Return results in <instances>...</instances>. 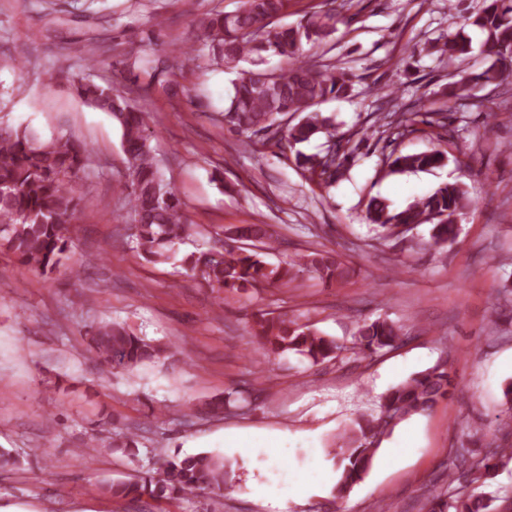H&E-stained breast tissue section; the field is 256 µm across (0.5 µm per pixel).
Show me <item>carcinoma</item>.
<instances>
[{
  "mask_svg": "<svg viewBox=\"0 0 512 512\" xmlns=\"http://www.w3.org/2000/svg\"><path fill=\"white\" fill-rule=\"evenodd\" d=\"M327 10H316L293 25H274L272 20L288 14L290 0H241L233 13H209L197 21L209 43L213 59L227 69L239 63L250 69L233 82L228 106L220 122L246 137L245 145L271 144L295 152L296 160L311 179L330 184L341 167L330 119L314 110L332 97H345L353 88L354 74L341 67L300 57L303 43L333 41L336 17L348 6L347 0H325ZM470 25L483 34L480 54L489 65L465 80L448 85V107L466 95L472 82L499 86L512 78V0H486L481 13ZM452 61H465L473 52L472 40L458 34L427 48ZM189 48L172 51L165 70L154 73L144 88L149 93L157 84L172 95L178 94L176 77L181 74L180 58ZM281 58L276 68H266V57ZM69 88L93 109L112 115L122 132L121 146L129 164V180L124 192L134 215L128 237L133 249L151 264L168 262L189 236L182 202L161 178L149 147L146 111L132 104L112 86L86 78L69 81ZM325 134L331 138L326 153L306 155L297 146ZM86 143L63 135L44 141L29 126L0 125V251L14 255L33 273L49 277L79 269L70 259L72 219L79 199L67 186L80 179L89 159ZM448 161L442 151L390 155L389 166L398 171H422ZM472 205L467 191L458 184H446L402 209H393L385 200L373 198L367 206V220L379 237L399 239L421 224L432 225L430 245L441 247L457 237V217ZM224 244L182 259L184 268L199 276L209 287L226 292L289 288L296 280L295 267H306L329 288L350 276V269L333 249H314L297 261L272 264L266 255L277 239L267 224H234L223 231ZM253 343L265 356L287 352L301 355L317 365L336 359L347 350L358 357L405 341L403 329L385 319L363 323L354 346L346 348L336 339L300 326L282 314L259 312L254 316ZM86 351L108 369L131 372L161 358L165 349L114 322H98L85 333ZM452 378L447 363L413 374L379 397L374 413L356 419L329 451L336 459L338 480L336 499H344L372 467L384 440L405 420L424 415L448 395ZM238 396L229 392L205 403L212 415L237 408ZM512 458L509 448H494L481 460L466 450L455 456L448 484L455 482L466 492L448 490L432 500L429 512H487L485 481L496 469L495 461ZM224 457L199 453L167 456L155 472H141L125 480L111 481L104 490L114 498L136 501L144 496L156 500H179L186 494L231 490Z\"/></svg>",
  "mask_w": 512,
  "mask_h": 512,
  "instance_id": "obj_1",
  "label": "carcinoma"
}]
</instances>
